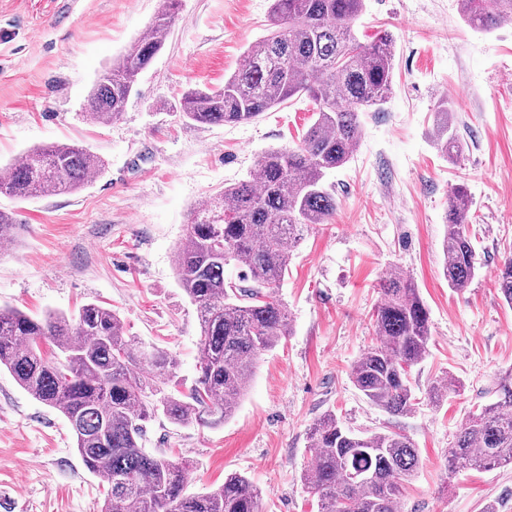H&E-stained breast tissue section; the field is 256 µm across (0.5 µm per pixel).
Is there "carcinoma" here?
<instances>
[{
  "mask_svg": "<svg viewBox=\"0 0 512 512\" xmlns=\"http://www.w3.org/2000/svg\"><path fill=\"white\" fill-rule=\"evenodd\" d=\"M463 20L491 31L512 19V0H458ZM178 0H162L153 21L95 79L85 104L94 123L124 112L134 84L164 45ZM363 0H272L269 33L247 51L245 64L215 90H192L183 117L201 124L249 122L286 101L313 103L314 122L292 147L258 160L247 180L224 187L193 213L175 250L179 286L200 318L199 376L185 397L177 362L168 352L136 345L120 317L97 303L67 317L37 319L0 306V368L30 396L69 423L85 468L107 487L100 512H261L251 481L231 474L224 484L185 494L189 464L143 448L146 423L161 414L174 424L218 425L246 394L259 356L290 334L287 305L277 294L304 233L335 215L336 191L327 174L352 156L360 113L382 104L392 85L395 46L385 32L364 44L353 30ZM439 151L456 160L464 143L448 121L436 119ZM104 168L86 148L56 142L30 148L0 174V194L18 199L69 194ZM470 199L448 195L442 243L443 276L463 291L479 265L468 233ZM21 225L0 211V239ZM239 269L227 281L224 267ZM512 305V253L494 272ZM375 310L378 340L351 367L354 385L372 404L403 416L415 406L412 367L429 352V313L411 279L392 271L380 281ZM51 347V352L43 346ZM314 463L303 474L318 512H398L419 467L412 440L399 432L356 433L329 413L310 429ZM512 465V370L495 400L470 414L448 451V470Z\"/></svg>",
  "mask_w": 512,
  "mask_h": 512,
  "instance_id": "1",
  "label": "carcinoma"
}]
</instances>
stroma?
<instances>
[{
	"label": "stroma",
	"instance_id": "obj_1",
	"mask_svg": "<svg viewBox=\"0 0 512 512\" xmlns=\"http://www.w3.org/2000/svg\"><path fill=\"white\" fill-rule=\"evenodd\" d=\"M159 0H0V167L50 142L97 154L103 172L71 194L0 196L22 226L0 253V304L41 318L112 308L136 344L166 350L183 388L198 377L201 329L178 284L174 252L193 209L247 179L268 150L298 142L312 122L297 98L248 123L207 125L180 114L191 88L214 89L269 29L271 0H181L162 50L138 77L120 118L91 123L84 103L97 73L153 19ZM360 42L396 45L392 91L361 113V138L327 180L337 210L295 251L279 295L291 333L262 354L233 416L217 426L146 425L143 444L191 465L189 492L237 473L257 485L262 512H317L302 475L312 424L335 413L357 432L392 430L420 465L401 512H512V466L449 476L448 448L464 419L492 403L512 368V307L493 274L512 251V24L470 27L458 0H365ZM447 104L465 141L457 162L434 144ZM471 200L481 268L464 292L442 275L451 187ZM400 269L430 320L429 355L411 370L419 403L406 416L371 404L351 379L376 342L379 282ZM445 378L441 405L426 391ZM106 489L83 466L67 420L0 370V512H100Z\"/></svg>",
	"mask_w": 512,
	"mask_h": 512
}]
</instances>
